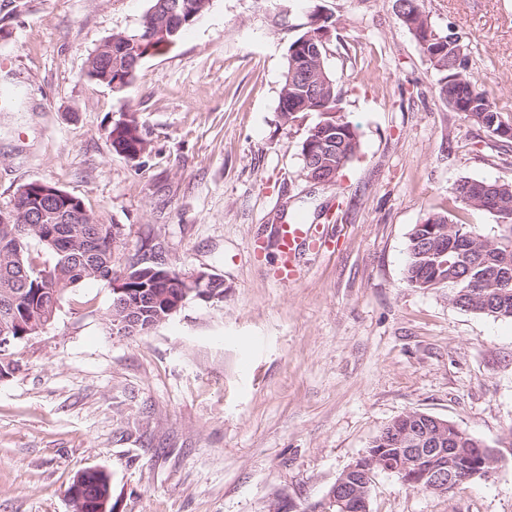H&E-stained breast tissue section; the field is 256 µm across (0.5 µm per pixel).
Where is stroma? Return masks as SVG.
<instances>
[{
    "label": "stroma",
    "mask_w": 512,
    "mask_h": 512,
    "mask_svg": "<svg viewBox=\"0 0 512 512\" xmlns=\"http://www.w3.org/2000/svg\"><path fill=\"white\" fill-rule=\"evenodd\" d=\"M512 126V0H426ZM150 0H0V209L41 181L119 224L115 264L162 243L176 270L224 280L141 336L113 334L112 285L68 290L11 348L0 378V512H72L96 467L114 512H305L395 417L417 410L498 445L512 430V321L408 287V237L428 214L496 234L455 202L464 178L512 182V138L446 107L395 0H213L113 92L87 75ZM336 18L325 65L361 151L337 185L301 154L316 113L287 122L288 48L314 12ZM135 115L140 160L108 131ZM324 241L281 286L279 224ZM371 512H512V465L445 495L373 478Z\"/></svg>",
    "instance_id": "1"
}]
</instances>
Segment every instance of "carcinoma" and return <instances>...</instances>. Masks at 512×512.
Returning a JSON list of instances; mask_svg holds the SVG:
<instances>
[{
	"instance_id": "obj_1",
	"label": "carcinoma",
	"mask_w": 512,
	"mask_h": 512,
	"mask_svg": "<svg viewBox=\"0 0 512 512\" xmlns=\"http://www.w3.org/2000/svg\"><path fill=\"white\" fill-rule=\"evenodd\" d=\"M151 5L140 26L132 32H118L111 36L112 55L107 61L87 59V75L109 85L121 84L117 92L127 89L134 80V63L141 55L143 41L153 24L171 15L179 19L177 27L168 30L167 37L174 41L181 32L192 26L211 6L213 0H150ZM406 16L416 23L409 29L417 42L421 55L439 75V97L455 112L484 127L496 136L503 124L487 94L468 73V54L451 49L439 53V44L427 39V30L433 29L425 0H405ZM329 14L323 22L318 15L310 16L306 30L288 49V65L280 90L279 106L282 118L291 121L296 114L314 112L317 122L311 126L302 143L301 154L313 152L316 156L336 162L342 155L345 162L357 156L360 136L355 126L339 107L336 85L324 63L314 69L304 68L300 51L295 46L309 34L335 26ZM113 152L130 159L143 150L144 139L138 126L112 125L108 132ZM456 200L477 215L490 214L497 219L498 233L489 236L476 224H457L448 215L436 214L434 224H416L408 239V261L405 281L408 286L421 290L444 289L448 300L458 308L475 314L512 320V183L478 179H461L453 187ZM112 225L104 224V235L98 244V253L92 266H87L83 253L77 249L59 251L45 241L44 234L33 233L19 239L7 238L0 228V324L5 314L11 313L13 336L27 331L28 320L43 310L56 308L64 293L91 279L103 280L108 276H126L128 288H141V278L150 274L157 265L146 261L136 269H117L112 264ZM36 241L49 255L44 265L35 264L28 256L30 241ZM406 429L414 435L424 432L439 433L449 438L455 449L457 474L468 475L466 464L487 444L463 429L440 427L432 416L419 411H408L389 423L375 437L366 455L394 459L403 449L388 443L391 430ZM364 495L351 501V512H370L365 502L370 500L373 475L355 476Z\"/></svg>"
}]
</instances>
